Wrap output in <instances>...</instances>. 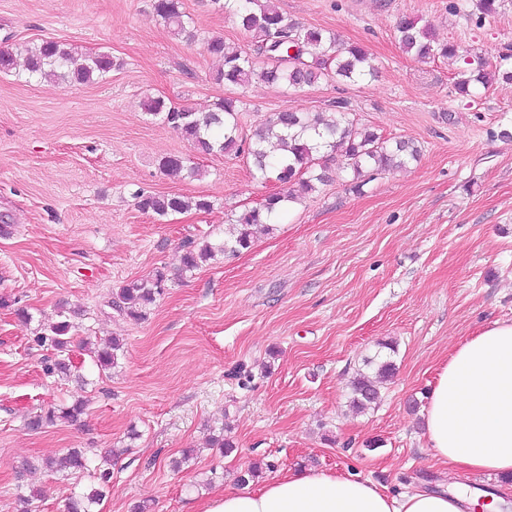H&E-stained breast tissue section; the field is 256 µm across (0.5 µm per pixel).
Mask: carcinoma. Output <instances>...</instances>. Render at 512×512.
I'll use <instances>...</instances> for the list:
<instances>
[{"label": "carcinoma", "instance_id": "1", "mask_svg": "<svg viewBox=\"0 0 512 512\" xmlns=\"http://www.w3.org/2000/svg\"><path fill=\"white\" fill-rule=\"evenodd\" d=\"M214 9L233 19L245 33L252 36L259 52L230 45L220 37L204 42L211 57L222 62L214 80L227 86L238 87L258 79L285 89H302L322 79L340 83H362L378 77L367 51L360 45H346L336 33L321 28H305L288 20L274 0H211ZM152 12L176 35L194 37L190 21L182 11L181 0H153ZM396 40L405 54L419 60L456 59L457 46L435 37L430 26L415 16H405L396 27ZM28 76L52 75L63 82L89 83L103 77L117 66L112 55L101 52L82 59L75 57L64 44L44 40L26 49ZM466 68L456 73L454 91L468 96L472 89L487 87L498 80L512 81V54L502 55L496 61L479 58L465 61ZM144 109L152 114L164 115L167 125L188 141L200 153L219 150L236 157L246 156L260 177L273 179L286 189L273 193L264 202L235 219L232 237L220 245L209 241L190 245L181 256L179 276L184 277L202 267L216 253L235 254L250 247L249 227L268 224L287 204L332 180L329 159H336L343 168L351 170L354 189L361 187L359 179L367 172H386L403 168L418 159L420 149L409 140L386 139L370 128L347 117L348 106L338 101L335 110L342 113L338 120H326L319 113L280 112L260 125L248 143L239 139L238 119L240 99L226 96L215 104L213 111L200 116L188 109L175 106L160 97H149ZM159 169L166 175L187 173L198 175L199 169L189 167L180 156H167L160 160ZM140 211L159 217L181 213L190 208L207 210L205 199L187 200L179 195L146 193L134 194ZM167 274L137 279L118 288L110 305L119 315L133 321L146 317L156 297L163 293ZM81 314L79 309L60 312L58 320L43 326L35 334L36 342L50 343L60 353L70 344L73 328L71 318ZM122 344L116 337L103 347L90 350L94 364L102 370L118 364ZM46 373L69 380L73 376L71 361L56 358L45 366ZM379 398V392L370 376L361 374L351 382V403L364 408ZM84 403L69 406H51L27 420V427L39 430L58 421L76 423L84 414ZM91 460L84 448H71L59 458L42 461L43 469L51 472L92 471L98 486L80 492L71 499L70 512H91V507L103 496L112 472L99 466L90 468Z\"/></svg>", "mask_w": 512, "mask_h": 512}]
</instances>
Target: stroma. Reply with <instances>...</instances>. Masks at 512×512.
Returning <instances> with one entry per match:
<instances>
[{
  "mask_svg": "<svg viewBox=\"0 0 512 512\" xmlns=\"http://www.w3.org/2000/svg\"><path fill=\"white\" fill-rule=\"evenodd\" d=\"M195 40L175 36L151 0H0V50L45 40L75 56L107 52L121 68L87 84L0 73V512H67L73 491L94 480L28 463L71 448L116 449L112 479L94 512H201L211 497L251 488L290 470L353 474L396 494L442 479L423 434V412L441 364L460 342L496 321L512 322V82L453 90L465 59L512 50V0L480 16L473 0H276L289 20L335 31L369 52L375 80H322L283 90L258 80L230 88L204 41L251 45L210 0H182ZM457 44V60L422 62L395 39L402 16ZM227 95L243 103L240 130L284 111L333 116L347 100L362 125L415 142L417 161L351 172L253 229L236 256H216L168 281L146 319L119 316L108 301L124 283L174 271L188 243H220L243 211L282 186L251 162L198 153L162 116L143 109L161 97L205 113ZM177 155L199 176L159 168ZM207 199L211 207L163 218L140 211L135 191ZM83 306L70 360L80 386L45 374L55 350L38 345L39 323L59 303ZM31 316L22 323L15 313ZM117 336L116 368L99 372L84 342ZM391 361L377 404L358 410L349 384ZM82 400L80 422L33 431L41 409ZM233 440L231 453L207 444ZM193 449L190 460L182 452ZM504 492L512 486L478 476ZM42 496L24 505L30 488Z\"/></svg>",
  "mask_w": 512,
  "mask_h": 512,
  "instance_id": "35a3bbf8",
  "label": "stroma"
}]
</instances>
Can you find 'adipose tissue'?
I'll return each mask as SVG.
<instances>
[{
  "mask_svg": "<svg viewBox=\"0 0 512 512\" xmlns=\"http://www.w3.org/2000/svg\"><path fill=\"white\" fill-rule=\"evenodd\" d=\"M424 429L442 466L512 475V322L457 346L430 390ZM473 503L457 483L391 496L372 481L310 469L224 492L202 512H467Z\"/></svg>",
  "mask_w": 512,
  "mask_h": 512,
  "instance_id": "obj_1",
  "label": "adipose tissue"
}]
</instances>
